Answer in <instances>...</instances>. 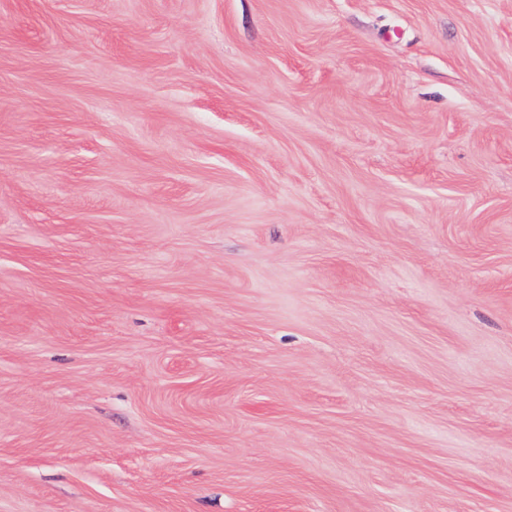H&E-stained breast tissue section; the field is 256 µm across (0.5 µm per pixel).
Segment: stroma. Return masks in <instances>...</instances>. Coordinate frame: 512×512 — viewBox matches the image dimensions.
Returning <instances> with one entry per match:
<instances>
[{"instance_id":"stroma-1","label":"stroma","mask_w":512,"mask_h":512,"mask_svg":"<svg viewBox=\"0 0 512 512\" xmlns=\"http://www.w3.org/2000/svg\"><path fill=\"white\" fill-rule=\"evenodd\" d=\"M0 512H512V0H0Z\"/></svg>"}]
</instances>
